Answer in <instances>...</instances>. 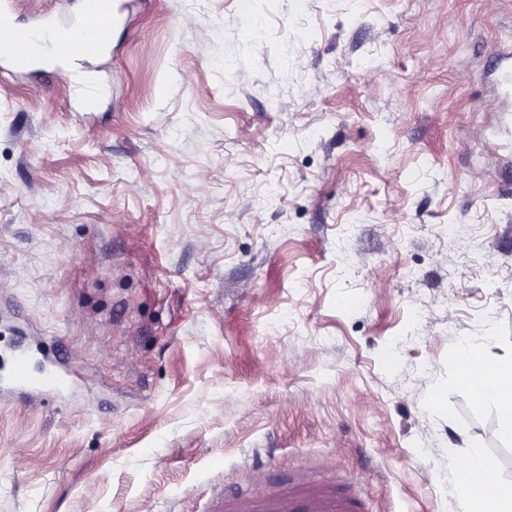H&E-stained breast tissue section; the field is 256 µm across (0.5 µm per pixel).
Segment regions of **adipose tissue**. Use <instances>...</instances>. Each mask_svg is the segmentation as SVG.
<instances>
[{
  "instance_id": "1",
  "label": "adipose tissue",
  "mask_w": 512,
  "mask_h": 512,
  "mask_svg": "<svg viewBox=\"0 0 512 512\" xmlns=\"http://www.w3.org/2000/svg\"><path fill=\"white\" fill-rule=\"evenodd\" d=\"M460 362L463 378L483 401L495 403L501 415L502 432L512 437V364L493 370L487 367L477 345L463 347ZM455 485L469 502V512H512V488L496 480V471L481 453H473L458 469Z\"/></svg>"
}]
</instances>
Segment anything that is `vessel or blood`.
<instances>
[{
    "label": "vessel or blood",
    "instance_id": "1",
    "mask_svg": "<svg viewBox=\"0 0 512 512\" xmlns=\"http://www.w3.org/2000/svg\"><path fill=\"white\" fill-rule=\"evenodd\" d=\"M80 14L70 26L54 16L39 18L35 26L18 25L12 18V0H0V64L24 71L43 58L70 63L102 55L110 44L112 28L119 18L114 0H79ZM69 382L54 366L33 370L27 349H14L6 377L0 378V394L29 399L67 392ZM216 512H360L359 502L326 486L300 485L264 502L217 498Z\"/></svg>",
    "mask_w": 512,
    "mask_h": 512
}]
</instances>
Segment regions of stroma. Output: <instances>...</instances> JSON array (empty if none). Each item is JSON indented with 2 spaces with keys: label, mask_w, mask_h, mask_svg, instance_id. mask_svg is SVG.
Wrapping results in <instances>:
<instances>
[{
  "label": "stroma",
  "mask_w": 512,
  "mask_h": 512,
  "mask_svg": "<svg viewBox=\"0 0 512 512\" xmlns=\"http://www.w3.org/2000/svg\"><path fill=\"white\" fill-rule=\"evenodd\" d=\"M117 2L97 59L0 72V368L73 382L0 399V512L512 485L459 365L512 363V0ZM69 390V382L53 364L34 372L27 349L16 348L10 356L6 377L0 379V394L21 399L46 394L61 395ZM474 452L469 461L458 469L455 485L469 502V512H511L512 488L502 487L496 480V469L491 461ZM480 488L478 496L475 491Z\"/></svg>",
  "instance_id": "stroma-1"
}]
</instances>
